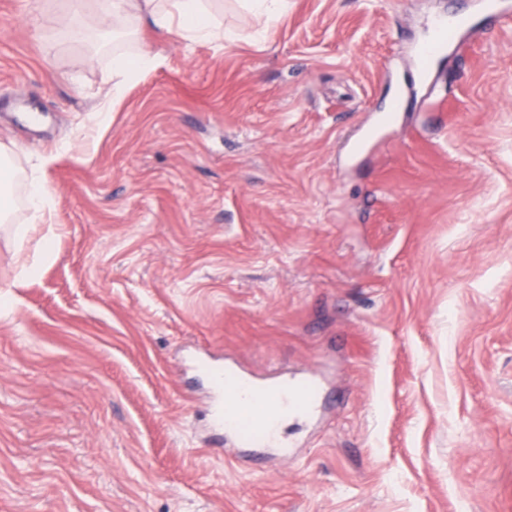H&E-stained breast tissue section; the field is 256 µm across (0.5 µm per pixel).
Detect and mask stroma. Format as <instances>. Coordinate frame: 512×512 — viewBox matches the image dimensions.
I'll return each mask as SVG.
<instances>
[{
	"mask_svg": "<svg viewBox=\"0 0 512 512\" xmlns=\"http://www.w3.org/2000/svg\"><path fill=\"white\" fill-rule=\"evenodd\" d=\"M446 10L289 0L257 41L226 0L236 41L100 51L94 0H0V512H512V0L417 71ZM203 361L321 380L294 457L208 446ZM157 63V56L152 55L146 50H140L134 57L124 54L114 55L112 58V70L124 79H129L154 67ZM16 175L13 150L0 145V223H10L14 210L12 186ZM50 194L48 193L45 185L39 181L32 180L30 183L27 203L32 212V217H43L46 210L50 207Z\"/></svg>",
	"mask_w": 512,
	"mask_h": 512,
	"instance_id": "stroma-1",
	"label": "stroma"
}]
</instances>
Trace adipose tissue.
I'll return each instance as SVG.
<instances>
[{"label": "adipose tissue", "mask_w": 512, "mask_h": 512, "mask_svg": "<svg viewBox=\"0 0 512 512\" xmlns=\"http://www.w3.org/2000/svg\"><path fill=\"white\" fill-rule=\"evenodd\" d=\"M100 12L125 21V36H138L150 26L164 35L189 42L232 41L234 30L217 25L214 0H96Z\"/></svg>", "instance_id": "ef3b65f1"}]
</instances>
